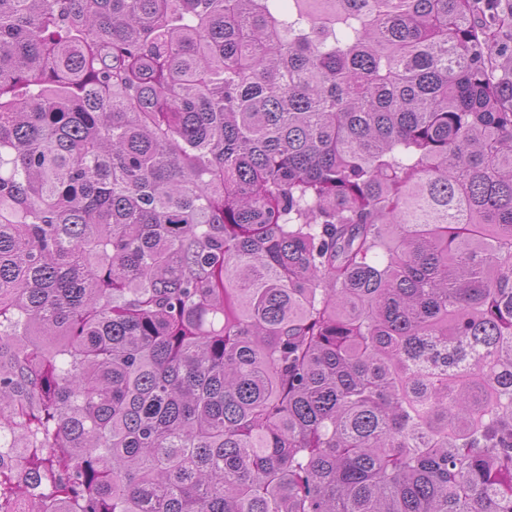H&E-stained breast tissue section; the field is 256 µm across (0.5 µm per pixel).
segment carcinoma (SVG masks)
I'll return each instance as SVG.
<instances>
[{"label":"carcinoma","mask_w":512,"mask_h":512,"mask_svg":"<svg viewBox=\"0 0 512 512\" xmlns=\"http://www.w3.org/2000/svg\"><path fill=\"white\" fill-rule=\"evenodd\" d=\"M512 0H0V512H512Z\"/></svg>","instance_id":"obj_1"}]
</instances>
